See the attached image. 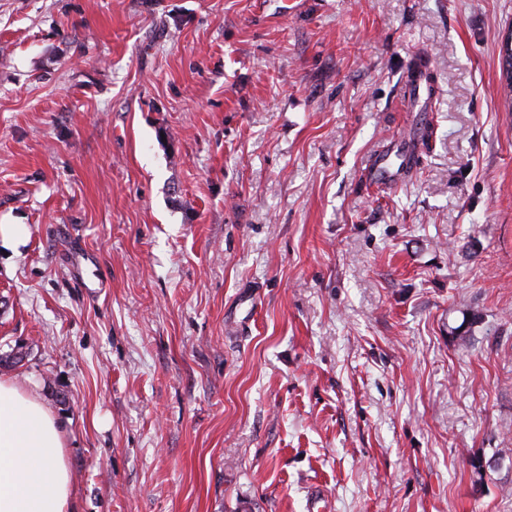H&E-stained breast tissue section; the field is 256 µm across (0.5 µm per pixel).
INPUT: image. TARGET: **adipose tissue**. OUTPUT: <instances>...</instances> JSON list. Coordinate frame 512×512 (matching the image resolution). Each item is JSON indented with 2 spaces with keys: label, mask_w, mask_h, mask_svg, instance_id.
<instances>
[{
  "label": "adipose tissue",
  "mask_w": 512,
  "mask_h": 512,
  "mask_svg": "<svg viewBox=\"0 0 512 512\" xmlns=\"http://www.w3.org/2000/svg\"><path fill=\"white\" fill-rule=\"evenodd\" d=\"M64 439L37 395L0 379V512H72Z\"/></svg>",
  "instance_id": "obj_1"
}]
</instances>
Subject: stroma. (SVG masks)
<instances>
[{"label": "stroma", "instance_id": "35a3bbf8", "mask_svg": "<svg viewBox=\"0 0 512 512\" xmlns=\"http://www.w3.org/2000/svg\"><path fill=\"white\" fill-rule=\"evenodd\" d=\"M511 32L0 0V378L65 428L74 512H512ZM365 174L380 184L393 183L400 175L399 168L396 171L392 168L389 157L385 153L375 156Z\"/></svg>", "mask_w": 512, "mask_h": 512}]
</instances>
